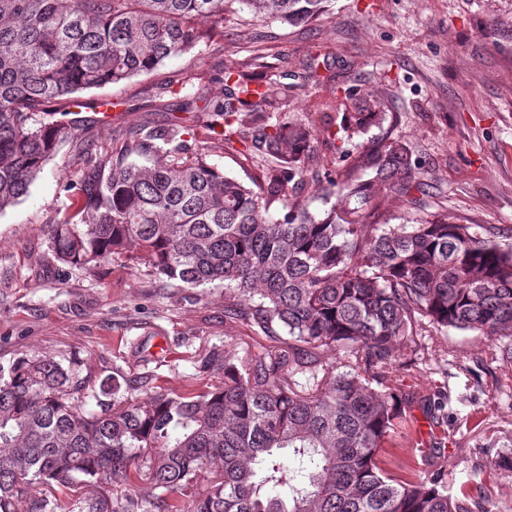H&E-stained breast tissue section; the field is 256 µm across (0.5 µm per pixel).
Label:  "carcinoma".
Wrapping results in <instances>:
<instances>
[{
  "mask_svg": "<svg viewBox=\"0 0 512 512\" xmlns=\"http://www.w3.org/2000/svg\"><path fill=\"white\" fill-rule=\"evenodd\" d=\"M330 0H0V212L25 198L68 134L48 120L55 104L158 69L208 42L224 15L252 43L255 21L308 24ZM321 101L288 116L293 86L274 77L263 49L224 69V98L186 106L212 113L207 140L241 142L263 172L254 189L187 155L184 127L126 133L112 161L89 164L78 197L52 228L56 258L71 266L129 248L159 279L183 288L222 286L242 319L283 345L268 358L212 351L201 372H224L214 390H154L117 400L101 381L100 411L84 409L92 376L80 365L22 354L0 367V512H55V488L75 491L78 512H145L134 497L118 506L107 484L147 482L157 512H491L473 480L448 490L441 450L426 478L400 479L381 465L389 437L418 408L437 423L443 403L419 385L393 389L396 367L416 364L417 337L452 328L497 342L512 363V228L486 235L472 224L421 215L433 186L414 150L387 119L395 86L348 88L338 140L347 165L319 187L321 214L295 196L326 168L315 155L319 128L342 105L336 76L305 64ZM152 153L146 164L128 161ZM370 178L361 181L357 173ZM406 213L380 212L379 190ZM282 215H270L274 203ZM336 355L324 364L321 355ZM213 477L200 482L203 473Z\"/></svg>",
  "mask_w": 512,
  "mask_h": 512,
  "instance_id": "carcinoma-1",
  "label": "carcinoma"
}]
</instances>
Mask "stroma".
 Returning <instances> with one entry per match:
<instances>
[{
	"instance_id": "obj_1",
	"label": "stroma",
	"mask_w": 512,
	"mask_h": 512,
	"mask_svg": "<svg viewBox=\"0 0 512 512\" xmlns=\"http://www.w3.org/2000/svg\"><path fill=\"white\" fill-rule=\"evenodd\" d=\"M226 17L224 38L173 56L155 72L81 93L117 99L122 117L99 122L71 112V132L46 162L28 197L0 213V366L21 353L76 361L95 379L148 377L175 390L220 387L224 376L200 373L207 352L271 356L279 343L258 328L224 317L223 288H179L147 265L119 256L83 267L57 260L51 229L76 193L89 159L118 154L135 126L176 120L204 135L208 113L185 107L189 95L224 97V69L245 63L250 47ZM253 31L279 75H303L312 61L341 87L395 81L389 125L413 145L436 189L430 212L459 224L512 227V0H332L305 27L260 23ZM441 350L419 360L413 376L394 370L390 387L418 381L449 394L446 423L414 411L382 460L403 475L427 477L429 448L441 447L448 486L474 478L492 512H512V472L497 467L512 450V366L475 333L435 335Z\"/></svg>"
}]
</instances>
